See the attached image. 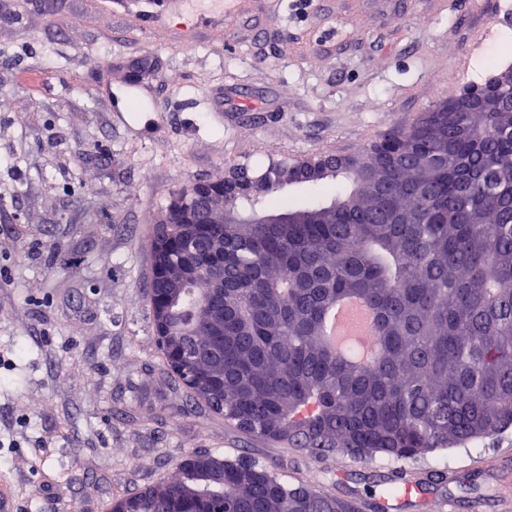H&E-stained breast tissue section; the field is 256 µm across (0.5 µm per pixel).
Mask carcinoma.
<instances>
[{"label":"carcinoma","instance_id":"1","mask_svg":"<svg viewBox=\"0 0 512 512\" xmlns=\"http://www.w3.org/2000/svg\"><path fill=\"white\" fill-rule=\"evenodd\" d=\"M384 176L357 195L356 175L306 177L307 159L282 160L224 197L238 224H210L224 237V335L207 317L215 302L193 280L169 305L168 326L185 351L181 368L156 339L175 381L193 390L188 364L216 348L224 381L204 404L240 431L318 459L341 448L413 461L512 426V112H426L358 156ZM323 185L328 203L298 206L285 185ZM274 222L256 224V215ZM159 259L217 258L176 225ZM361 296L376 320L367 363L327 344L328 312ZM246 455L224 481L177 470L129 496L135 512H358L355 502L314 486H292L272 466L267 481L244 475ZM447 474L416 478L405 468L379 484L428 493Z\"/></svg>","mask_w":512,"mask_h":512}]
</instances>
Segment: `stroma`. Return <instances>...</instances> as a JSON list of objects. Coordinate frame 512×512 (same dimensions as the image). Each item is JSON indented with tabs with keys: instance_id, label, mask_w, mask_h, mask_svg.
Returning <instances> with one entry per match:
<instances>
[{
	"instance_id": "35a3bbf8",
	"label": "stroma",
	"mask_w": 512,
	"mask_h": 512,
	"mask_svg": "<svg viewBox=\"0 0 512 512\" xmlns=\"http://www.w3.org/2000/svg\"><path fill=\"white\" fill-rule=\"evenodd\" d=\"M503 2L0 0V475L18 512H111L192 452L242 453L375 512L391 458L309 459L163 375L146 247L182 185L360 155L512 67ZM138 72L141 113L110 111L99 88L123 94ZM409 467L447 472L429 497L444 512H512V428Z\"/></svg>"
}]
</instances>
